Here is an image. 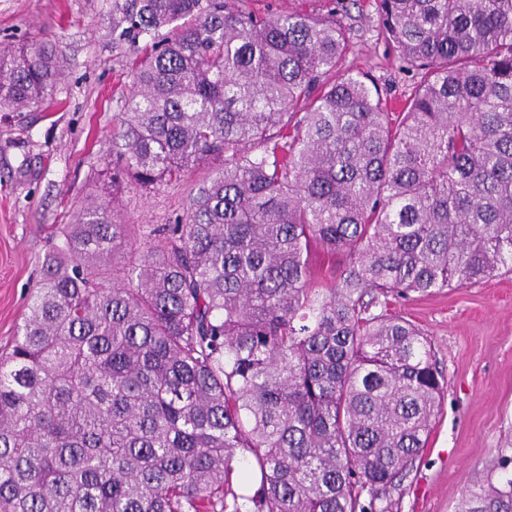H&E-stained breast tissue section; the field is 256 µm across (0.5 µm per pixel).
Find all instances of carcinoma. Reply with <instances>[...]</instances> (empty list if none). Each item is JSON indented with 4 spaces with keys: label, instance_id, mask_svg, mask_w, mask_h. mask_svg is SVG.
Returning <instances> with one entry per match:
<instances>
[{
    "label": "carcinoma",
    "instance_id": "carcinoma-1",
    "mask_svg": "<svg viewBox=\"0 0 512 512\" xmlns=\"http://www.w3.org/2000/svg\"><path fill=\"white\" fill-rule=\"evenodd\" d=\"M112 0L136 51L112 186L208 175L175 224L80 204L0 354V512H394L447 386L390 299L512 263V0H377L399 119L332 8ZM0 48V112L65 77ZM342 252L317 277L311 247ZM456 512H512V456Z\"/></svg>",
    "mask_w": 512,
    "mask_h": 512
}]
</instances>
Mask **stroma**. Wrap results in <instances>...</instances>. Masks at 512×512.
<instances>
[{
    "mask_svg": "<svg viewBox=\"0 0 512 512\" xmlns=\"http://www.w3.org/2000/svg\"><path fill=\"white\" fill-rule=\"evenodd\" d=\"M342 72H365L400 111L418 78L380 36L375 0L349 6ZM46 32L68 61L52 96L26 112H0V350L9 348L47 252L87 197L115 200L128 224H171L204 177L151 193L113 194L112 133L134 55L115 44L112 0H0V46ZM418 325L447 380L431 448L394 498V512H455L467 484L486 478L512 448V272L429 296L392 301Z\"/></svg>",
    "mask_w": 512,
    "mask_h": 512,
    "instance_id": "obj_1",
    "label": "stroma"
}]
</instances>
